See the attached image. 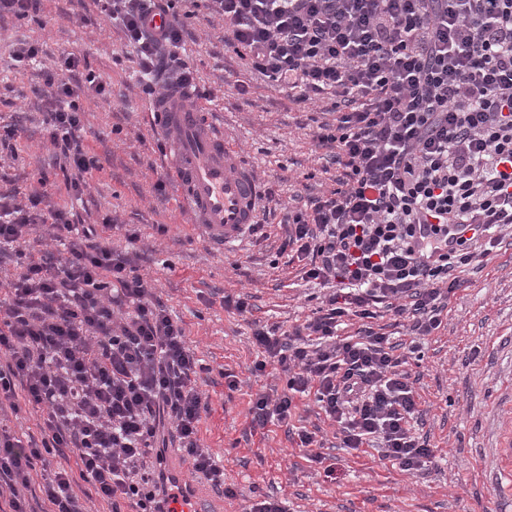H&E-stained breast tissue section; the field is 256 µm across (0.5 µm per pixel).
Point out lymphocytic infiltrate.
I'll list each match as a JSON object with an SVG mask.
<instances>
[{
  "mask_svg": "<svg viewBox=\"0 0 512 512\" xmlns=\"http://www.w3.org/2000/svg\"><path fill=\"white\" fill-rule=\"evenodd\" d=\"M203 21L224 23V45L300 102L331 89L335 124L319 145L345 173L330 197L282 216L283 248L309 258L307 279L329 288L304 324L277 337L258 328L286 389L256 393L252 427L290 421L295 394L314 393L336 425L340 448L366 452L410 475L433 457L415 436L417 401L404 354L369 326L378 308L409 322L411 334L439 329L458 269L483 261V245L512 230V0H204ZM149 0H102L150 72L156 43L144 27ZM80 60L64 55L43 74L38 96L47 141L71 195L92 189L100 161L83 141L85 99L109 95ZM436 240L415 248L417 225ZM112 218L78 224L45 187L26 203L0 198V245H15L19 273L0 295V412L27 402L42 412L39 438L0 427V499L28 512L24 490L40 482L44 512H83L77 479L121 512H172L177 485L165 475L166 439L215 490L224 466L200 443L209 402L195 386L199 360L185 330L139 272L138 253L103 237ZM46 231L60 253L24 244ZM451 240L449 249L439 244ZM361 319L342 336L346 318ZM75 467L40 475L45 457Z\"/></svg>",
  "mask_w": 512,
  "mask_h": 512,
  "instance_id": "obj_1",
  "label": "lymphocytic infiltrate"
}]
</instances>
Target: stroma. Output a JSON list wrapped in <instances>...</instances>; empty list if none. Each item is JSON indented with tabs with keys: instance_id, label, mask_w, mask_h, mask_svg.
I'll return each instance as SVG.
<instances>
[{
	"instance_id": "stroma-1",
	"label": "stroma",
	"mask_w": 512,
	"mask_h": 512,
	"mask_svg": "<svg viewBox=\"0 0 512 512\" xmlns=\"http://www.w3.org/2000/svg\"><path fill=\"white\" fill-rule=\"evenodd\" d=\"M85 6L82 24L75 23L70 0H43L37 16L0 21V124L23 125L13 152L0 154V192L24 197L42 172H56L33 90L62 53H75L80 72L111 83L109 96L88 104L92 132L85 143L102 168L93 174L91 194L73 199L59 183L52 199L72 211L76 223L111 216L137 232L134 244L122 237L112 244L143 255L145 276L204 366L195 380L210 410L199 437L223 463L226 490H209L200 512H250L262 495L283 500L288 512H501L485 479L492 461L484 451L498 432L512 431V236L493 249L485 266L467 269L432 335L411 337L406 321L389 313L372 321L391 342L415 346L405 366L418 396L415 427L435 450L424 475L411 476L373 450L355 457L339 449L336 428L311 393L296 395L290 423L250 429L256 393L286 386L282 377L252 375L262 358L254 326L280 332L299 326L320 306L322 292L304 278L305 259L282 251L278 217H269L263 235L223 252L181 208L174 185L156 193L166 153L147 122L145 95L132 87L138 57L96 0ZM191 8L190 0L176 4L189 31L185 56L196 84L210 93L202 105L271 189L273 207L293 208L301 198L333 190L340 171L314 139L328 97L313 106L296 102L295 92L280 90L225 51L222 22L200 26ZM25 42L39 44L36 63L16 62L14 52ZM160 224L166 233H157ZM238 299L245 312L235 308ZM228 372L238 376L237 390L225 387ZM302 431L316 433L322 462L310 461L298 438Z\"/></svg>"
}]
</instances>
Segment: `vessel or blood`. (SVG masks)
<instances>
[{"label": "vessel or blood", "instance_id": "obj_1", "mask_svg": "<svg viewBox=\"0 0 512 512\" xmlns=\"http://www.w3.org/2000/svg\"><path fill=\"white\" fill-rule=\"evenodd\" d=\"M192 97L187 83L155 97L145 110L153 128L169 142L167 166L183 208L212 245L229 249L258 220L261 184ZM492 481L502 502H512L511 435L502 436L495 452Z\"/></svg>", "mask_w": 512, "mask_h": 512}]
</instances>
